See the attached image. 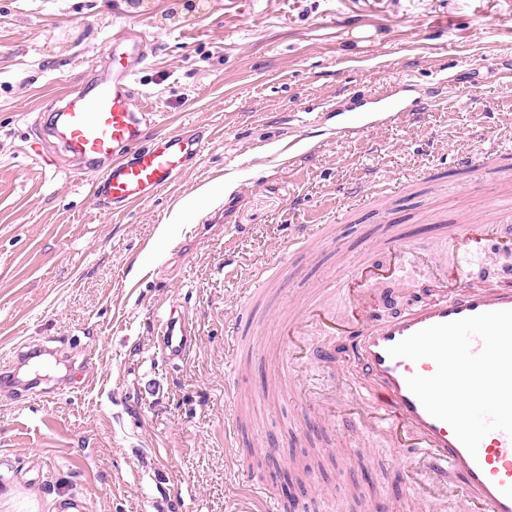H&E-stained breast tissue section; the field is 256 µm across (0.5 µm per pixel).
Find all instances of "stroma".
Returning <instances> with one entry per match:
<instances>
[{"mask_svg": "<svg viewBox=\"0 0 512 512\" xmlns=\"http://www.w3.org/2000/svg\"><path fill=\"white\" fill-rule=\"evenodd\" d=\"M122 27L143 37L149 135L182 130L205 147L119 212L46 130L58 96L111 67ZM511 70L512 0H0V512H56L70 496L89 512H235L237 473L278 500V472L309 458L295 490L315 512L378 499L413 512L401 455L377 437L358 448L344 416L320 418L310 391L341 375L305 361L283 390L278 320L389 229L444 254L430 224L512 201V179L454 166L461 151L512 153ZM428 90L437 102L419 119L343 134L373 99L408 106ZM289 142L309 153L293 167ZM371 179L410 188L342 209ZM315 223L341 246L316 245L269 288L227 369L239 279ZM395 278L392 311L429 297L412 262ZM174 306L196 333L181 360L158 335ZM231 397L249 415L233 449Z\"/></svg>", "mask_w": 512, "mask_h": 512, "instance_id": "stroma-1", "label": "stroma"}]
</instances>
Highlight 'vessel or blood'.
Instances as JSON below:
<instances>
[{"label":"vessel or blood","instance_id":"obj_1","mask_svg":"<svg viewBox=\"0 0 512 512\" xmlns=\"http://www.w3.org/2000/svg\"><path fill=\"white\" fill-rule=\"evenodd\" d=\"M112 45L117 66L92 74L75 96H62L50 133L67 152L93 165L94 195L118 209L145 201L168 187L184 164L199 156L204 143L175 131L144 144L146 115L133 108L139 95L135 75L144 59L142 42L122 27L113 32ZM428 105L424 98L410 106L390 100L372 112L350 113L346 127L357 132L388 121L402 123ZM457 163L472 172L499 174L512 170L510 164L501 165L472 152L460 154ZM404 190L401 182H377L365 198L351 196L347 204L354 207L362 200L376 203ZM509 216L512 208L498 206L484 221L465 217L455 224L438 225L437 231L458 251L470 252L499 239ZM315 240L333 245L338 242L332 225H296L288 239L286 256L261 265L243 283L240 318L225 337L227 357H234L244 332L258 324L256 300L271 282L287 275L289 258L301 254ZM374 250V256L359 262L341 285L347 297L346 315H337L329 290L319 289L296 315L282 322L281 376L291 375L294 363L310 351L325 364L356 362V380L344 383L338 393L319 396L321 412L339 410L352 418L355 438L383 437L392 448L410 451L409 470L428 488L427 493L416 497L421 505L431 506L436 492L451 487L466 498L469 512H512V435L492 431L480 442L477 454H470L452 427L431 416L407 386L412 375H433L435 362L429 358L416 362L394 359L387 353L389 347L426 327L485 312L512 310V271L500 273L499 284H489L481 273L447 265L394 231L379 240ZM409 255L429 270L438 286L428 301L384 315L379 308L391 303L393 292L385 285L386 276L378 259L385 256L397 264ZM312 328L323 332L324 342L309 345L307 334ZM160 336L164 351L173 357L184 356L192 343L185 320L175 315L161 324ZM238 485L247 503L246 512H278L277 504L246 477H239Z\"/></svg>","mask_w":512,"mask_h":512}]
</instances>
